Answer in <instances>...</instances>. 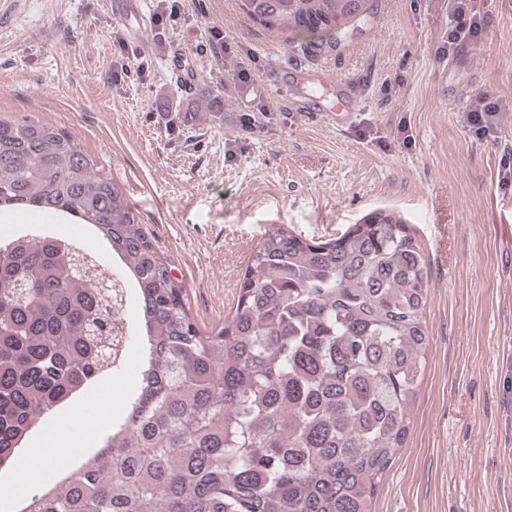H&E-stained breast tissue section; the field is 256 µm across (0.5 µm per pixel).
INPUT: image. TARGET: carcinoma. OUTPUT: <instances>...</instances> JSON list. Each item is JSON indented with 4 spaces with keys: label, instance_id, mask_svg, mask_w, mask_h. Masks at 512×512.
Here are the masks:
<instances>
[{
    "label": "carcinoma",
    "instance_id": "carcinoma-1",
    "mask_svg": "<svg viewBox=\"0 0 512 512\" xmlns=\"http://www.w3.org/2000/svg\"><path fill=\"white\" fill-rule=\"evenodd\" d=\"M314 43L369 0H238ZM92 226L115 272L39 231L0 241V465L122 364L139 301L138 385L100 449L23 512H374L426 368L428 262L384 211L327 241L264 233L224 324L202 329L123 184L72 135L0 119V209Z\"/></svg>",
    "mask_w": 512,
    "mask_h": 512
}]
</instances>
